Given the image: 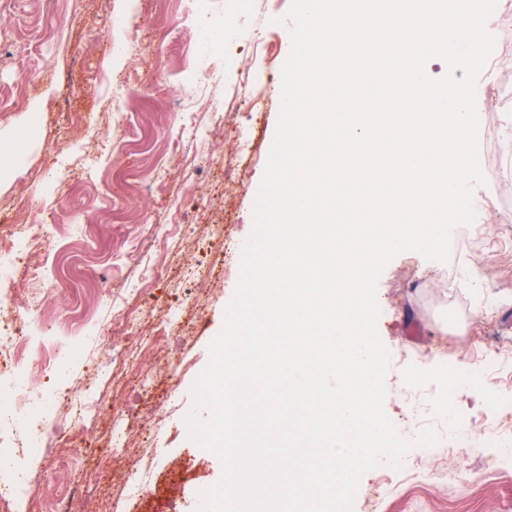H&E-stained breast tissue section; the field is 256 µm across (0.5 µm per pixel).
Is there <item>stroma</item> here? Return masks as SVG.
<instances>
[{
	"mask_svg": "<svg viewBox=\"0 0 512 512\" xmlns=\"http://www.w3.org/2000/svg\"><path fill=\"white\" fill-rule=\"evenodd\" d=\"M292 0H204L210 26L196 32L184 0H162L144 40L137 10L117 0H0V147L9 177L0 178V227L20 222L18 202L45 198L46 231L53 249L35 262L55 294L45 313L90 316L109 324L102 334L69 341L61 381L75 388L92 355L126 344L112 328L117 315L143 304L178 316L188 295L186 263L215 273L204 293L193 334L167 323L145 326L148 345L128 361L129 381L112 389L99 378L101 417L70 468L42 454L27 466L37 489L93 500L114 512L112 483L127 461L112 457L102 437L113 412L147 422L152 403L139 371L170 359L162 371L171 395V424L154 441L159 497L168 512H192L200 488L215 486L222 466L213 452L187 459L196 444L185 418L194 408L191 388L211 361L209 345L224 326L239 275L240 245L252 229V208L266 168L281 107L282 68ZM493 60L499 97L480 112V173L486 238L474 245L465 276H478L480 293L458 294L445 276L451 260L428 261L400 253L376 282L377 330L389 352L384 411L402 437L427 428L440 439L413 447L405 467L380 465L360 479L352 512H512V468L473 433L475 420L497 425L512 406L492 403L512 384V157L503 128L512 119V38L494 21ZM134 41L122 63L111 56L113 39ZM224 104L215 123L204 107ZM128 114L124 132H113L110 112ZM182 224H219L223 240L190 242L169 252L167 237ZM482 357L486 370L473 384L448 390L440 363L457 369ZM480 469L481 482H453L460 460Z\"/></svg>",
	"mask_w": 512,
	"mask_h": 512,
	"instance_id": "1",
	"label": "stroma"
}]
</instances>
